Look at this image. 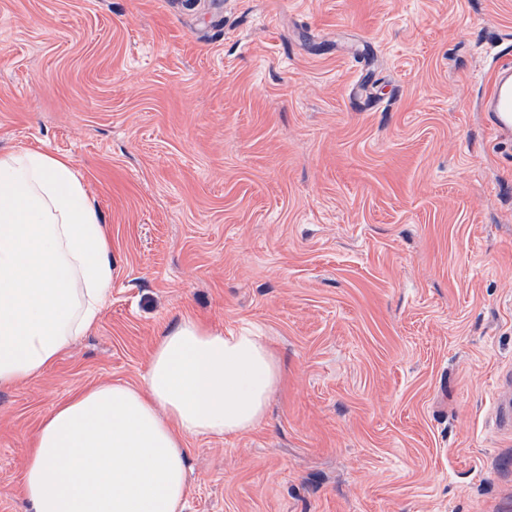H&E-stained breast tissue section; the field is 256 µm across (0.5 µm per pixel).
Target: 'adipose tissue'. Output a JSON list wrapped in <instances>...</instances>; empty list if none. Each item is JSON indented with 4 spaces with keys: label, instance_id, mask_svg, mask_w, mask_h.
<instances>
[{
    "label": "adipose tissue",
    "instance_id": "obj_1",
    "mask_svg": "<svg viewBox=\"0 0 512 512\" xmlns=\"http://www.w3.org/2000/svg\"><path fill=\"white\" fill-rule=\"evenodd\" d=\"M111 293L107 228L72 160L0 154V386L39 378ZM279 374L262 337L181 316L143 385L84 388L44 417L22 475L26 512H182L188 439L253 428Z\"/></svg>",
    "mask_w": 512,
    "mask_h": 512
}]
</instances>
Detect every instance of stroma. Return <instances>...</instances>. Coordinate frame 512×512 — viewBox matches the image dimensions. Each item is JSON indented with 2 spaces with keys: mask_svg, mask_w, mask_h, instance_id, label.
<instances>
[{
  "mask_svg": "<svg viewBox=\"0 0 512 512\" xmlns=\"http://www.w3.org/2000/svg\"><path fill=\"white\" fill-rule=\"evenodd\" d=\"M493 44L512 0H0V152L71 158L112 241L98 323L0 387V512L44 416L186 311L280 379L189 440L184 512H512Z\"/></svg>",
  "mask_w": 512,
  "mask_h": 512,
  "instance_id": "35a3bbf8",
  "label": "stroma"
}]
</instances>
